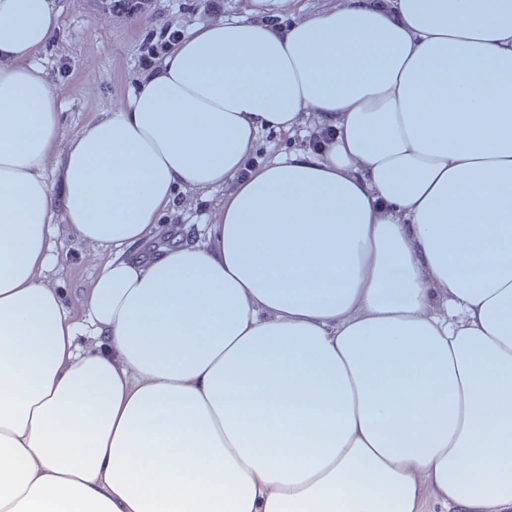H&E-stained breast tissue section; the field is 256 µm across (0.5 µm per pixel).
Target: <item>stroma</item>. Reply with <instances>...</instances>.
Instances as JSON below:
<instances>
[{
    "mask_svg": "<svg viewBox=\"0 0 512 512\" xmlns=\"http://www.w3.org/2000/svg\"><path fill=\"white\" fill-rule=\"evenodd\" d=\"M338 2L286 0L281 7L271 0H224L221 14L203 8L183 15L175 0H155L153 12L135 18L117 12L96 14L92 0H60V32L41 51L40 59L61 96L62 135L68 138L80 132L126 99L136 80L146 73L141 46L153 26L169 20L187 30L200 23L254 17L288 23L332 9ZM220 198L217 192L186 193L162 221L178 231L181 241L194 242L198 224ZM55 241L57 261L49 273L50 282L78 316L83 312V290L97 273L96 259L106 250L77 239L63 225L58 227Z\"/></svg>",
    "mask_w": 512,
    "mask_h": 512,
    "instance_id": "1",
    "label": "stroma"
}]
</instances>
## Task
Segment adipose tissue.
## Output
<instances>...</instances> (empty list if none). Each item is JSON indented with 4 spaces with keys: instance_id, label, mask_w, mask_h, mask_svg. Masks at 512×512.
Returning a JSON list of instances; mask_svg holds the SVG:
<instances>
[{
    "instance_id": "ef3b65f1",
    "label": "adipose tissue",
    "mask_w": 512,
    "mask_h": 512,
    "mask_svg": "<svg viewBox=\"0 0 512 512\" xmlns=\"http://www.w3.org/2000/svg\"><path fill=\"white\" fill-rule=\"evenodd\" d=\"M58 29L0 0V512H512V0L201 24L65 142ZM310 148L312 146L305 133L296 132L293 135H288L287 133L264 132L259 137V145L254 158L261 166L280 155L288 154L289 151L309 150ZM220 192L201 194L188 192L180 194L173 211L162 216V224L177 229L181 242H194L197 237V224L204 222L219 203ZM55 241L57 262L49 272L50 283L60 291L72 313L79 317L83 312V290L97 273L94 257L106 255L108 249L93 247L77 239L64 224L58 225Z\"/></svg>"
}]
</instances>
